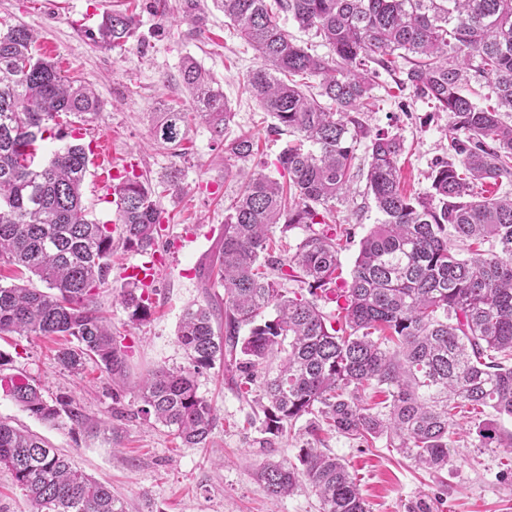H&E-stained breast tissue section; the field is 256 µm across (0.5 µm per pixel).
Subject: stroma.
<instances>
[{"instance_id": "1", "label": "stroma", "mask_w": 512, "mask_h": 512, "mask_svg": "<svg viewBox=\"0 0 512 512\" xmlns=\"http://www.w3.org/2000/svg\"><path fill=\"white\" fill-rule=\"evenodd\" d=\"M137 3L140 43L124 50L98 48L91 37L102 16ZM148 0H0V22L22 23L33 29L36 47L62 75L95 90L104 109L79 129L83 143L106 139L113 166L126 167L151 182H159L170 167L182 171V190L162 197L164 224L180 239L168 257L151 300L150 318L133 325L117 297L124 285L120 272L138 253L115 241L112 274L98 302L112 316V330L129 345L127 377L111 382L95 365L83 374L64 370L55 354L61 338L5 336L0 351L10 355L8 372L39 381L50 404L72 406L97 420L94 428L53 426L23 411L0 394V416L47 439L86 475L110 487L126 512H320V502L308 485H300L280 502H272L257 478L269 458L295 462L306 444L307 418H300L290 436L264 447L262 413L241 398L223 364L196 378L201 395L212 399L220 421L202 448L183 447L167 428L144 421L136 411L141 402L136 383L147 371L164 366L186 367L188 358L176 332L184 307L205 303L210 294L198 276L201 264L217 248L224 211L240 184L224 176V149L209 130L193 126L186 157L173 156L154 140L153 112L158 102L182 105L188 99L179 77L183 57L190 56L224 91L235 112L232 135H250L258 154L238 160L237 168L252 170L264 161L265 172L277 176L276 161L287 135L269 133L271 117L250 94L247 76L258 63L256 52L230 33L220 11H212L207 31L187 36L185 25L161 21ZM375 111L361 119L371 131L399 135L398 158L402 184L408 193L428 191L427 174L434 158L447 154L445 117L432 115L427 101L398 90L392 75L380 73L373 89ZM336 221L350 234L340 254L341 277L350 279L361 239L379 219L366 194L364 175H356L349 193L336 203ZM470 416H463L451 437L456 449L444 469H417L409 458L389 448L385 440L366 445L336 432L320 433L319 446L345 462L355 475L369 512H410L425 498L432 512H512V450L481 448L469 434Z\"/></svg>"}]
</instances>
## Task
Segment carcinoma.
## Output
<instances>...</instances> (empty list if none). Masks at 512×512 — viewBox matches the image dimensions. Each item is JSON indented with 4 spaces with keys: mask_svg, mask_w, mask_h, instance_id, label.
<instances>
[{
    "mask_svg": "<svg viewBox=\"0 0 512 512\" xmlns=\"http://www.w3.org/2000/svg\"><path fill=\"white\" fill-rule=\"evenodd\" d=\"M212 6L258 54L247 85L274 119L271 131L293 139L277 158L280 178L260 169L241 175L232 161L254 155V140L227 137L235 112L224 91L193 57L182 58L189 107L159 106L153 133L183 157L191 126L205 125L224 146V177L243 181L200 272L224 296L184 308L177 340L189 366L142 377L138 413L182 445H202L220 417L195 376L218 361L251 376L277 358L278 372L255 399L268 445L311 415L312 434L326 427L367 444L384 437L416 465L439 471L455 454L456 416L489 408L474 420L478 447L512 448L502 426L512 419V194H474L479 184L512 181V124L502 118L512 112V0H180L190 35L206 31ZM282 13L334 55L296 43L280 25ZM138 31L136 13L117 11L103 16L92 37L101 49L122 50ZM381 69L400 74L401 89L447 116L448 157L432 163L425 193L401 187L400 137L373 134L359 118L374 106ZM473 78L492 86L496 106L481 107L465 93ZM102 109L98 95L36 52L31 29H0V264L46 285H0V335L63 337L60 366L81 374L92 361L121 378L128 353L97 301L112 271V228L89 218L83 204L90 146L66 141L60 122L65 115L88 123ZM48 139L63 145L37 165ZM363 140L366 190L380 219L360 241L351 280L334 288L343 244L326 218L349 188ZM180 176L171 168L159 187L180 192ZM115 191L124 246L154 253L158 191L135 175ZM275 228L305 232L292 255H270ZM292 278L308 285L309 297L282 293L280 281ZM323 302L336 309L324 311ZM120 303L132 323L151 315L150 296L132 283ZM369 388L385 399L366 397ZM0 391L42 422L63 416L31 377L0 374ZM297 460L260 465L272 499L304 482L321 512H368L341 459L307 445ZM0 466L33 512H125L109 487L2 417Z\"/></svg>",
    "mask_w": 512,
    "mask_h": 512,
    "instance_id": "carcinoma-1",
    "label": "carcinoma"
}]
</instances>
